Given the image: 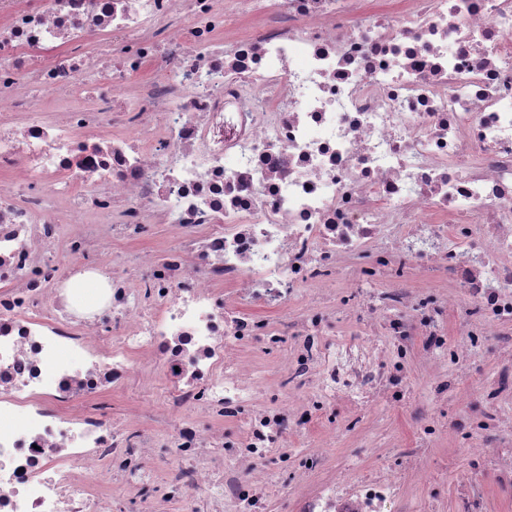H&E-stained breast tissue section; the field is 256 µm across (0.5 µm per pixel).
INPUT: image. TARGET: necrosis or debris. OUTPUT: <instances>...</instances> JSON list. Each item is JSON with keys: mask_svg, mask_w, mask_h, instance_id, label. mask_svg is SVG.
Masks as SVG:
<instances>
[{"mask_svg": "<svg viewBox=\"0 0 512 512\" xmlns=\"http://www.w3.org/2000/svg\"><path fill=\"white\" fill-rule=\"evenodd\" d=\"M378 403L410 476L333 459ZM167 434L161 505L440 512L449 442L512 512V0H0V512H112ZM429 464L433 470L434 481L427 490L426 498L430 495L445 500L449 505L456 490V483L467 473L468 461L454 455L447 448H437L430 454Z\"/></svg>", "mask_w": 512, "mask_h": 512, "instance_id": "obj_1", "label": "necrosis or debris"}]
</instances>
